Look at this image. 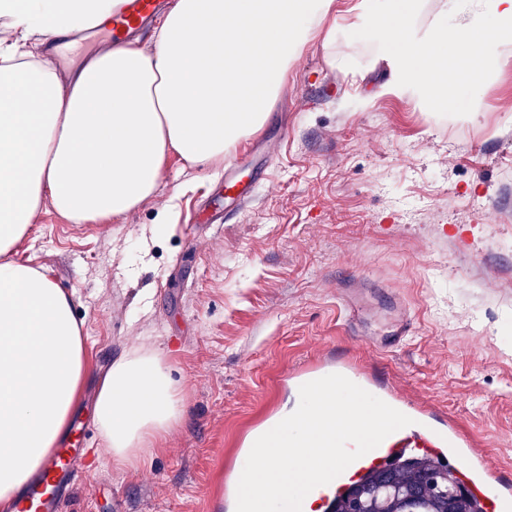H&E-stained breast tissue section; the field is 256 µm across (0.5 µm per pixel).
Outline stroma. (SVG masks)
Here are the masks:
<instances>
[{"label": "stroma", "mask_w": 512, "mask_h": 512, "mask_svg": "<svg viewBox=\"0 0 512 512\" xmlns=\"http://www.w3.org/2000/svg\"><path fill=\"white\" fill-rule=\"evenodd\" d=\"M350 5L335 0L310 30L267 121L223 158L170 155L156 194L108 224L44 204L18 246L73 294L83 324L85 428L71 437L89 470L63 512H212L234 432L297 400L272 378L334 352L448 412L491 465L512 467V44L479 112L439 116L381 92L386 66L351 39ZM111 39L101 26L52 59L78 68ZM232 161L239 206L224 198ZM404 315L409 334L382 347ZM134 350L162 359L187 419L129 471L93 404L103 365Z\"/></svg>", "instance_id": "1"}]
</instances>
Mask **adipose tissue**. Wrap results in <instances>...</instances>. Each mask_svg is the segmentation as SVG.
<instances>
[{"label": "adipose tissue", "instance_id": "obj_1", "mask_svg": "<svg viewBox=\"0 0 512 512\" xmlns=\"http://www.w3.org/2000/svg\"><path fill=\"white\" fill-rule=\"evenodd\" d=\"M333 0H175L150 46L113 42L64 73L49 44L111 19L122 0H0V506L66 436L85 375L73 298L11 260L44 202L76 224L123 216L153 196L163 161L224 152L267 118L305 34ZM94 417L112 460L184 420L161 359H116Z\"/></svg>", "mask_w": 512, "mask_h": 512}]
</instances>
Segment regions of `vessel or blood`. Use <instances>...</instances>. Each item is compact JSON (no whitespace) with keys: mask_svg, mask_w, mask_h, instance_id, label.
Returning <instances> with one entry per match:
<instances>
[{"mask_svg":"<svg viewBox=\"0 0 512 512\" xmlns=\"http://www.w3.org/2000/svg\"><path fill=\"white\" fill-rule=\"evenodd\" d=\"M158 0H125L112 17V34L122 39L129 32L143 29L154 16ZM341 374L411 418V425L387 436L379 446L352 462L330 483L315 487L304 498L302 512H328L331 503L368 470L382 464L390 455L414 448L438 457L453 456L459 475L483 512H512V474L488 464L474 446L470 434L434 406L412 403L395 393L377 376L367 372L347 355L329 356L298 365L288 374L276 377L275 385L300 386L329 374ZM256 440L245 435L236 450L237 463L224 472L223 490L215 498L214 512H236L237 484L243 462ZM81 451L59 449L14 504V512H61L62 504L80 480Z\"/></svg>","mask_w":512,"mask_h":512,"instance_id":"1","label":"vessel or blood"}]
</instances>
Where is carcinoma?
<instances>
[{"label": "carcinoma", "mask_w": 512, "mask_h": 512, "mask_svg": "<svg viewBox=\"0 0 512 512\" xmlns=\"http://www.w3.org/2000/svg\"><path fill=\"white\" fill-rule=\"evenodd\" d=\"M329 512H482L456 471L403 452L337 497Z\"/></svg>", "instance_id": "obj_1"}]
</instances>
